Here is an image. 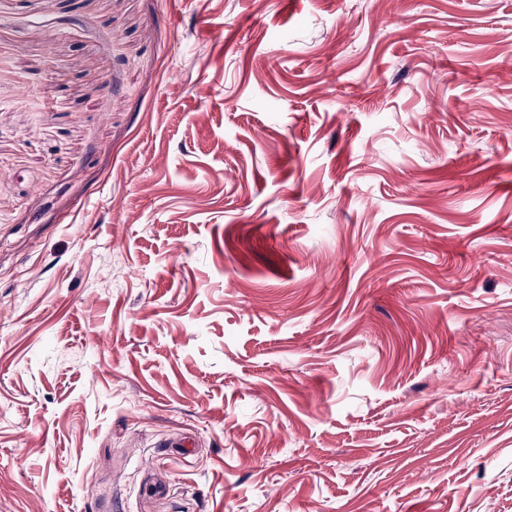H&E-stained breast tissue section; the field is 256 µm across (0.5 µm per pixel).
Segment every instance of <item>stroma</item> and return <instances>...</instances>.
<instances>
[{
	"label": "stroma",
	"mask_w": 512,
	"mask_h": 512,
	"mask_svg": "<svg viewBox=\"0 0 512 512\" xmlns=\"http://www.w3.org/2000/svg\"><path fill=\"white\" fill-rule=\"evenodd\" d=\"M0 512H512V0H0Z\"/></svg>",
	"instance_id": "obj_1"
}]
</instances>
